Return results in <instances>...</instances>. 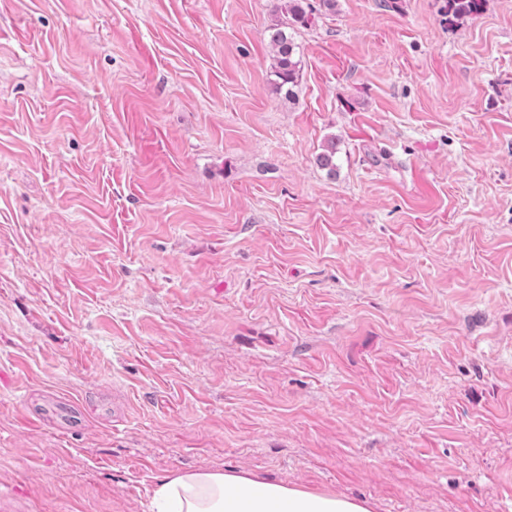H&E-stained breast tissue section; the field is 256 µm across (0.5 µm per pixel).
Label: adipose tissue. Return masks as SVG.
Listing matches in <instances>:
<instances>
[{
	"label": "adipose tissue",
	"instance_id": "ef3b65f1",
	"mask_svg": "<svg viewBox=\"0 0 512 512\" xmlns=\"http://www.w3.org/2000/svg\"><path fill=\"white\" fill-rule=\"evenodd\" d=\"M155 505L156 512H370L360 501L222 471L165 478Z\"/></svg>",
	"mask_w": 512,
	"mask_h": 512
}]
</instances>
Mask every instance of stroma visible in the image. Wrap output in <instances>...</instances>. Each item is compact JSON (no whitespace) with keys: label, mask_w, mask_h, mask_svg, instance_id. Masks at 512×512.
<instances>
[{"label":"stroma","mask_w":512,"mask_h":512,"mask_svg":"<svg viewBox=\"0 0 512 512\" xmlns=\"http://www.w3.org/2000/svg\"><path fill=\"white\" fill-rule=\"evenodd\" d=\"M443 4L337 0L289 103L278 0H0V512H512V0ZM485 0H445L443 16L448 27L461 24L465 19L478 14ZM234 489L244 494L233 495ZM155 505L156 512H370L362 501L222 471L165 478L155 492Z\"/></svg>","instance_id":"35a3bbf8"}]
</instances>
